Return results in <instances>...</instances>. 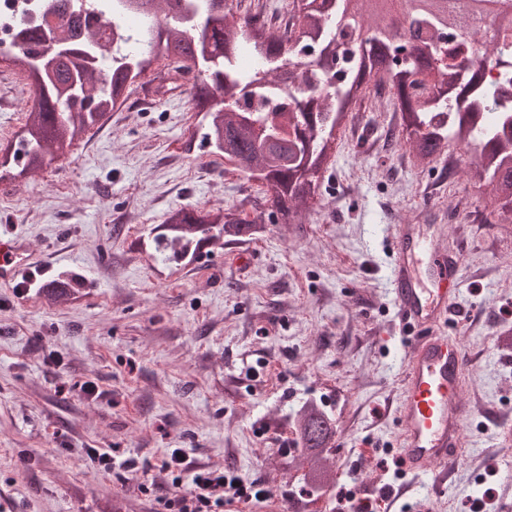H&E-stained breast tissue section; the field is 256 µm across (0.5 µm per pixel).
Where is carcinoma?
I'll return each instance as SVG.
<instances>
[{
  "label": "carcinoma",
  "instance_id": "cac0c4a2",
  "mask_svg": "<svg viewBox=\"0 0 512 512\" xmlns=\"http://www.w3.org/2000/svg\"><path fill=\"white\" fill-rule=\"evenodd\" d=\"M369 0H308L302 9L290 0L286 28L277 15L243 20L224 14V0H112L117 24L129 13L164 14L148 31L141 50L106 52L100 33L69 31L53 42L40 28L24 31L30 51L12 56L15 70L34 90L27 120L15 141L4 147L0 183H13L71 153L81 135L128 99L136 78L161 60L170 79L158 87L173 97L191 74L194 109L209 118L203 139L213 153L234 163L262 185L263 199L248 213L226 208L180 207L165 223L136 242L152 257L194 262L202 249L223 247L264 235L270 224H299L307 204L321 196V171L336 151V133L349 114L374 102L369 84L389 87L383 112L400 114L401 136L419 164L428 166L453 144L478 141L479 157L467 182L488 193L502 222H512V14L490 10L494 28L468 13L453 12L443 0H402L409 18L403 30L408 60L396 58L388 17L372 13ZM343 46L340 68L327 72L323 61ZM497 66L499 83L483 81V63ZM249 93H244L245 88ZM26 157L21 168L10 155ZM49 303L81 297L76 281L44 282ZM304 472L301 493L313 499L335 485L328 463L336 447L338 419L306 400L288 413Z\"/></svg>",
  "mask_w": 512,
  "mask_h": 512
}]
</instances>
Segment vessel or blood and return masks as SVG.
<instances>
[{
  "instance_id": "vessel-or-blood-1",
  "label": "vessel or blood",
  "mask_w": 512,
  "mask_h": 512,
  "mask_svg": "<svg viewBox=\"0 0 512 512\" xmlns=\"http://www.w3.org/2000/svg\"><path fill=\"white\" fill-rule=\"evenodd\" d=\"M392 253L390 294L410 333L399 380L397 454L405 472L429 475L442 492L467 451L463 426L470 416L461 393L469 361L448 323L460 291V259L435 246L424 224L393 225ZM37 262L26 240L0 241V284L23 287Z\"/></svg>"
}]
</instances>
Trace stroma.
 Segmentation results:
<instances>
[{
	"label": "stroma",
	"instance_id": "35a3bbf8",
	"mask_svg": "<svg viewBox=\"0 0 512 512\" xmlns=\"http://www.w3.org/2000/svg\"><path fill=\"white\" fill-rule=\"evenodd\" d=\"M31 97L21 74L0 78L1 144ZM203 124L189 95L145 106L134 93L71 155L0 184V239L23 235L44 261L27 274L28 294L0 285V512H85L103 498L168 512L160 466L176 449L268 492L234 512H290L301 472L285 415L309 397L327 400L341 428L330 452L339 484L317 512H346L352 482L404 487L396 512H501L512 482L496 434L512 425V353L492 336L512 324V223H482L464 177L422 171L389 139L393 113L358 112L301 223L163 266L131 244L170 210L262 197L201 143ZM395 224L438 225L437 245L461 255L451 318L470 361V452L441 496L394 473L407 352L388 283ZM63 272L80 274L85 293L50 305L38 290ZM90 382L96 395L84 392ZM95 448L116 467L104 470Z\"/></svg>",
	"mask_w": 512,
	"mask_h": 512
}]
</instances>
